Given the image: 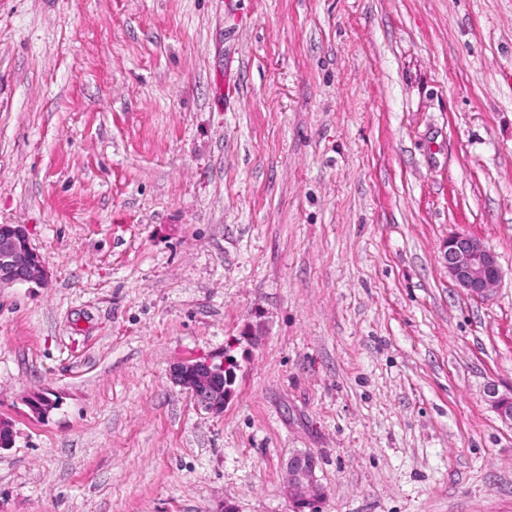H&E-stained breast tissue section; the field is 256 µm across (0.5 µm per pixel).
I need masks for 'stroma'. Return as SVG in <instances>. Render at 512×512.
Masks as SVG:
<instances>
[{
    "label": "stroma",
    "instance_id": "obj_1",
    "mask_svg": "<svg viewBox=\"0 0 512 512\" xmlns=\"http://www.w3.org/2000/svg\"><path fill=\"white\" fill-rule=\"evenodd\" d=\"M0 224V512H512V0H0ZM47 277L46 264L31 246L26 228L0 224V288L17 283L42 284ZM448 275L467 295L486 299L500 284L503 272L494 252L469 234L455 233L446 242ZM220 376H224V364L216 365L210 361L178 364L171 371L174 383L186 389L198 406L211 412L224 409L226 391L221 392L210 386V381ZM318 460L308 452H299L286 463L287 494L295 511L315 509V504L324 497V489L316 476Z\"/></svg>",
    "mask_w": 512,
    "mask_h": 512
}]
</instances>
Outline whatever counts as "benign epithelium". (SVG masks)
<instances>
[{"label": "benign epithelium", "instance_id": "1", "mask_svg": "<svg viewBox=\"0 0 512 512\" xmlns=\"http://www.w3.org/2000/svg\"><path fill=\"white\" fill-rule=\"evenodd\" d=\"M445 264L448 276L467 295L486 299L500 284L503 272L494 252L469 234L455 233L446 242ZM48 270L42 256L31 246L27 230L16 224H0V286L42 284ZM224 375V365L210 361L182 363L173 367L171 378L186 389L198 406L211 412L224 410L225 393L210 386V381ZM489 397L500 417L512 422V396L492 389ZM318 460L308 452H299L286 463L288 499L297 512L315 509L324 497L316 476Z\"/></svg>", "mask_w": 512, "mask_h": 512}]
</instances>
